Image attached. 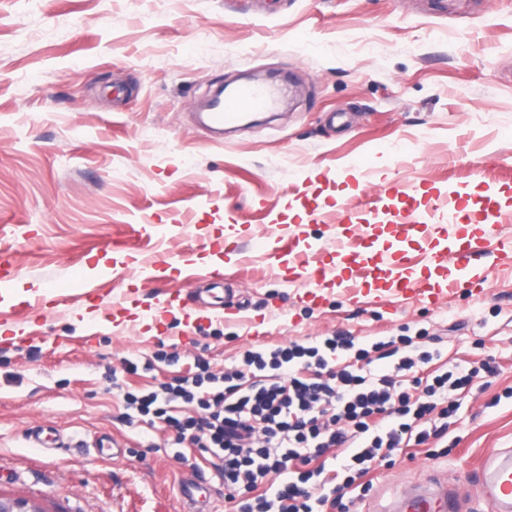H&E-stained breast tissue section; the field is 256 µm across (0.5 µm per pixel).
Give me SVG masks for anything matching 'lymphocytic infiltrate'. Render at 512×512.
<instances>
[{
    "label": "lymphocytic infiltrate",
    "instance_id": "obj_1",
    "mask_svg": "<svg viewBox=\"0 0 512 512\" xmlns=\"http://www.w3.org/2000/svg\"><path fill=\"white\" fill-rule=\"evenodd\" d=\"M428 341L334 333L246 350L221 371L198 356L187 374L123 401L205 455L231 512H355L371 472L444 442L473 377L498 372L491 358L434 369L441 352Z\"/></svg>",
    "mask_w": 512,
    "mask_h": 512
}]
</instances>
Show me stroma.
Returning a JSON list of instances; mask_svg holds the SVG:
<instances>
[{
    "label": "stroma",
    "instance_id": "1",
    "mask_svg": "<svg viewBox=\"0 0 512 512\" xmlns=\"http://www.w3.org/2000/svg\"><path fill=\"white\" fill-rule=\"evenodd\" d=\"M255 69L285 82L287 106L213 141L194 112ZM464 182L469 208L490 195L512 213V0H0V248L15 254V287L47 290L107 255L113 273L97 279L95 301L108 306L133 282V258L162 249L171 273L140 298L179 290L189 303L148 331L34 311L25 339L0 341V499L41 512H185V489L200 481L225 512L224 483L195 449L128 421L124 391L167 379V367L130 375L124 361L162 349L186 367L204 348L220 369L248 349L405 327L432 336L449 365L491 354L500 372L474 377L447 454L418 448L375 472L359 510L380 512L426 481L474 499L475 461L512 448V266L491 268L487 294L428 309L351 305L336 291L310 304L269 267L238 261L270 225H306L322 245L336 218L366 223L365 194L400 210L405 183L422 208ZM315 209L334 221L310 223ZM215 242L231 288L270 315L269 335L199 308L191 276ZM34 426L57 428L62 447H35ZM113 439L115 451L101 450Z\"/></svg>",
    "mask_w": 512,
    "mask_h": 512
}]
</instances>
